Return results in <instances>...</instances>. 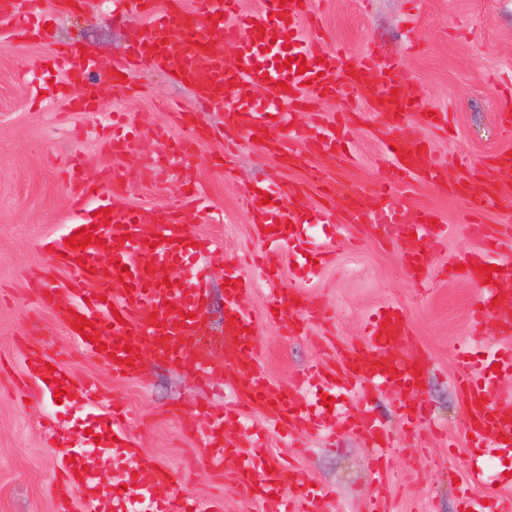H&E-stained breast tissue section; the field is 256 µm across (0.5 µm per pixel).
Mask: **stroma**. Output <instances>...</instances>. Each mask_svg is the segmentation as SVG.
Here are the masks:
<instances>
[{"label":"stroma","mask_w":512,"mask_h":512,"mask_svg":"<svg viewBox=\"0 0 512 512\" xmlns=\"http://www.w3.org/2000/svg\"><path fill=\"white\" fill-rule=\"evenodd\" d=\"M47 27L39 37L0 32V512H56L50 480L66 454L43 435L47 420L70 428L75 417L69 407L55 403L41 388L30 400L18 395L26 375L25 356L43 335H52L65 350L59 359L75 384L93 381L99 388L94 402L104 411L119 403L129 412V434L142 450L175 471L183 489L207 504L215 489L224 491L223 512H273L272 503L253 502L233 482L234 461L223 472L208 466L201 442L182 425L186 416L206 420L213 409L231 406L233 378L198 387L192 375L158 360L152 350L141 354L142 371L116 378L106 363L79 349L62 328L59 310L41 308L35 287H50L66 271L49 269L40 243L72 219L62 166L78 156L88 178L106 168L120 170L129 202L144 216L170 197L201 186L208 211L193 234L222 240L220 251L207 255L213 270L209 309L202 325L206 336L224 328L225 271H238L254 287L242 305L260 317L271 286L298 289L319 301L329 313L327 322H309L302 334H283L262 321L257 335L259 366L277 385L293 386L313 363H336L337 347L349 350L365 344V324L378 307L402 309L412 340L402 357L427 356L430 362L417 403L426 418L407 429L399 416L400 395L378 393L372 400L342 395L333 385L324 391L335 398L342 414L370 409L384 419L392 437V470L388 482L376 486L371 450L348 431L299 435V448L270 435L264 446L252 440L253 429L266 426L261 409L245 412L238 426L244 451L256 461L292 459L297 471L316 488L334 493L329 512H362L375 489L392 501V512H460L457 484L475 470L478 498L512 496V453L475 448L466 434V413L455 378V349L477 344L482 354L498 342L477 330L472 318L480 297L475 284L449 274L450 263L480 250L469 232L473 224H511L512 189L502 192L482 214H472L463 195L431 184L399 187L390 203L406 223L426 211L447 224L442 237L426 244L429 270L424 280H409L403 269L400 229L383 236L363 226L351 242H338L328 267L311 280L298 275L291 254H279V280L269 284L255 261L265 245L255 224L241 206V195L266 180H276L286 201L307 208L327 207L340 215L343 196L371 195L383 178L378 158L387 140L421 137L434 155L456 166L459 177L489 168L494 152L512 151V0H312L325 48H345L356 54H393L401 59L408 91L425 109H444L451 117L444 132L431 131L412 112L395 127L368 111L364 92L341 93L321 100L318 112L342 123L351 135L352 158L343 163L309 152L308 115L296 116L285 137L303 165H291L228 129L223 112L198 99L191 87L168 80L163 71L149 69L132 93L114 96L107 71L124 57L129 32L146 20L128 11L112 18V0H88L72 10L41 0ZM74 44L81 54L100 64L94 80L101 91L104 114L129 112L138 123L134 150L120 158L108 155L97 132V121L68 109L67 97L47 99L62 86L63 71L47 67L53 44ZM168 132V142L195 139L196 150L181 155L172 172L157 177L156 129ZM236 142L232 166L224 164V149ZM325 168L336 192L327 196L314 189L296 194L306 166Z\"/></svg>","instance_id":"obj_1"}]
</instances>
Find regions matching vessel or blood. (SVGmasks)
Returning a JSON list of instances; mask_svg holds the SVG:
<instances>
[{
    "label": "vessel or blood",
    "instance_id": "obj_1",
    "mask_svg": "<svg viewBox=\"0 0 512 512\" xmlns=\"http://www.w3.org/2000/svg\"><path fill=\"white\" fill-rule=\"evenodd\" d=\"M118 2L133 4L149 23L133 29L131 54L109 77L113 89L130 90L141 65L151 64L166 70L176 82L192 84L215 106L224 107L226 125L258 142L278 143L277 126L291 122L296 113L307 112L311 115L310 151L335 155L345 138L339 129L328 128L313 107L340 90H363L370 109L395 124L401 115L418 108L395 58L353 55L340 48L328 51L320 39L304 36L301 25L313 17L308 0H261L262 9L254 15L240 14L238 0H197L195 10L177 13L159 9L157 0ZM36 5L37 0H0V22L18 33L38 35ZM229 47L242 54L230 69L225 66ZM51 57L64 66L69 86L78 90L69 102L71 111L98 112V90L88 79L92 63L73 45L53 47ZM301 65L306 68L302 74L297 71ZM132 147L129 131L113 126L106 143L108 153L119 158ZM384 155V181L372 196L347 198L341 212L343 224L400 223L398 211L383 203L397 184L411 178L444 189L455 179L448 163L438 159L422 140L396 142ZM492 177L489 188L469 194L472 211L485 210L500 190L512 187V157H501ZM67 186L74 220L44 239L41 247L52 267L67 269L71 277L54 288L37 289L36 296L42 308L64 307L67 335L85 351L97 353L113 375L129 378L140 372V355L147 347L189 371L202 387L236 369L240 375L234 392L239 405L261 407L273 427L295 432L340 426L360 433L372 447L385 450L387 438L371 414L336 417L322 399L302 401L293 391L274 385L257 367L258 321L241 306L250 282L239 273L230 274L224 290L226 321L221 348L204 342L200 326L206 315L208 268L203 258L221 250L222 244L190 232V224L202 216L193 199L163 204L148 219L128 203L114 170L104 169L99 179L89 180L79 167H71ZM265 195L270 198L266 205L261 202ZM245 202L249 215L258 218L260 236L271 251L288 249L299 273L308 279L315 276L328 252L304 228L326 224V211L285 203L272 182L248 190ZM83 229L91 230L92 242L76 249L67 246V239ZM405 230V268L410 277L417 278L427 268L425 242L446 234L447 227L433 223L431 213L425 212L417 224L406 225ZM471 231L484 242L481 252L463 259V276L482 288L474 321L480 327L486 317H493L495 334L507 344L493 353L489 367L469 347H460L456 383L464 397L473 446L512 447V402L495 400L491 393L496 377L512 376V291L498 288L500 282L512 280V261L499 256L501 226L475 224ZM483 264L493 266V274L480 272ZM172 268L181 276L177 284L169 286L164 278ZM319 311L317 303L302 299L297 292L275 290L270 294L266 317L287 333L297 334ZM81 317L91 324L84 335L75 326ZM410 335L399 308L390 306L374 313L366 346L355 353L337 350L338 369L332 374V384L344 388L355 385L363 392L419 393L427 357L404 359L397 353ZM56 357V352L33 348L26 355V365L33 375L50 377L55 387L62 389V401L99 437L98 442L76 450L73 461L65 462L62 472L54 476L58 512H71L72 484L77 477L86 489L92 512H134L132 502L137 498L146 503L147 512H213L178 488L173 471L146 455L127 436L120 407H113L106 415L88 411L87 405L97 393L94 383H86L80 399H72L71 379L61 370L49 368ZM236 418L233 412L210 416L204 441L209 465L220 470L226 458H237L235 483L249 500H266L269 491L276 490L281 494L279 512H323V496L308 491L296 469L276 461L259 466L244 457L238 432L230 426ZM100 446L111 449L113 460L128 475L127 484L102 483L97 473L88 469V458Z\"/></svg>",
    "mask_w": 512,
    "mask_h": 512
}]
</instances>
